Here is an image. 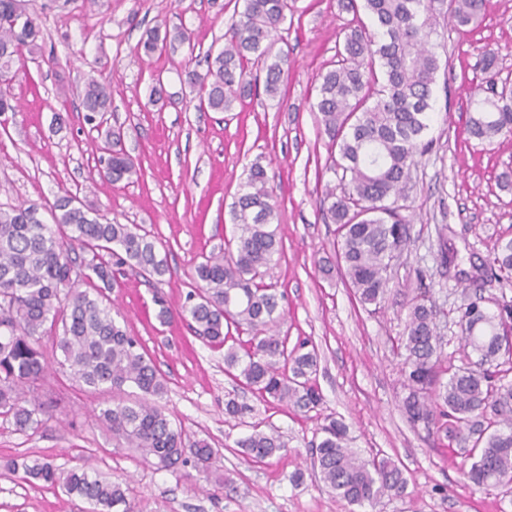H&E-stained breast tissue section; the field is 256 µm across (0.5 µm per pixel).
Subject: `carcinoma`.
I'll return each instance as SVG.
<instances>
[{
    "label": "carcinoma",
    "instance_id": "obj_1",
    "mask_svg": "<svg viewBox=\"0 0 512 512\" xmlns=\"http://www.w3.org/2000/svg\"><path fill=\"white\" fill-rule=\"evenodd\" d=\"M371 26L344 30L335 68L322 76L316 102L318 121L330 140L331 170L342 169L341 195L328 188L321 205L337 224L338 266L363 305L384 302L392 262L410 240V225L397 208L385 204L402 196L416 157L426 153L425 139L434 113L433 85L440 69L438 16L448 11L457 28L467 27L486 10V0H362ZM288 0H244L224 33V49L205 59L206 70L185 72L197 90L199 107L229 110L251 86L245 64L261 63L265 92L278 94L288 55L272 54L286 20ZM37 18L21 0H0V72L38 49ZM169 33L149 32L146 54L162 52ZM86 120L111 111L110 85L88 77L79 92ZM469 134L489 141L512 133V89L475 103L467 121ZM121 130L109 128L99 151L112 144L99 179L114 184L136 173L121 146ZM277 205L268 187L265 167L258 161L247 170L241 193L230 210L233 234L224 247L204 256L195 267L196 287L173 311L158 297V318L188 322L193 332L212 346L225 347L228 373L238 372L246 386L264 397L286 402L302 411L322 401L311 382L317 371L315 349L302 341L288 348L279 334L284 295L263 281V268L279 252L274 220ZM53 224H42L37 210L21 205L0 207V416L13 420L22 432L37 431L53 419L51 407L39 400L38 383L48 363L41 346L44 334L57 328L58 364L90 391L101 388L139 391L133 400L99 409L97 420L112 439L137 449L161 469L193 463L208 472L216 451L205 439L186 443L182 427L160 408L167 390L165 378L146 357L140 341L127 333L112 314L104 294L117 285L116 271L129 267L162 277L160 257L149 234L135 225L101 221L97 211L77 197L55 200ZM90 255L83 279L73 276L70 252ZM512 281V240L492 258ZM92 290L80 288L81 281ZM460 340L471 349L459 365L448 364L440 336L438 311L425 288L407 303L402 335L396 342L406 395L402 409L414 428L444 432L469 462L461 470L464 485L512 490V381L501 375L500 359L512 356V305L492 312L478 294L458 308ZM250 335L239 354L229 329ZM447 379H442V376ZM320 441L310 453L315 477L351 506L375 508L383 499L401 497L407 488L403 470L389 457L363 456L351 446L347 424L328 416L318 427ZM254 461L276 456L287 447L278 432L258 428L238 442ZM4 468L31 484L59 489L89 505V512H131L127 489L102 477L89 466L62 470L39 459L6 462Z\"/></svg>",
    "mask_w": 512,
    "mask_h": 512
}]
</instances>
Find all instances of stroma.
<instances>
[{
  "instance_id": "stroma-1",
  "label": "stroma",
  "mask_w": 512,
  "mask_h": 512,
  "mask_svg": "<svg viewBox=\"0 0 512 512\" xmlns=\"http://www.w3.org/2000/svg\"><path fill=\"white\" fill-rule=\"evenodd\" d=\"M42 30L51 68L29 61L10 84L17 111L0 115V206L44 207L72 193L107 220L148 231L166 253L168 271L150 281L125 271L109 298L128 332L138 337L167 381L162 405L190 439L208 440L219 453L210 473L192 467L164 470L134 449L119 446L97 421L100 407L119 391H89L56 362L51 339L42 348L49 370L39 391L54 418L38 431H16L0 418V512H87L61 492L24 482L5 470L7 460L39 458L63 468L91 463L128 489L133 512H354L309 475L308 448L324 417L341 418L362 454L382 451L403 470V497L375 512H512V494L462 483V456L441 433L412 428L401 411V360L392 343L403 331L407 301L419 286L432 288L444 351L460 361L463 347L455 309L475 290L512 303V282L469 280L496 248L512 240V134L480 141L466 131L474 100L512 86V0H489L479 24L462 29L440 23L438 41L447 64L434 86L431 149L420 158L399 213L411 241L391 273V294L372 310L355 300L334 263L335 224L320 204L340 178L329 169L328 139L314 103L321 74L331 69L341 32L355 22L342 0H288V19L275 46L287 53L281 94L269 99L262 84L231 111L198 109L184 67L190 52L220 51L224 33L243 0H24ZM185 29L194 48L175 44L145 54L147 31ZM495 56L490 70L479 60ZM112 81L108 122L123 131V149L137 175L98 186L97 133L84 120L77 95L89 69ZM161 98H154L155 82ZM267 170L278 202L282 247L265 282L283 292L280 330L289 344L306 340L319 351L314 383L322 402L314 411L265 399L224 370V351L194 336L187 323L160 325L154 296L179 308L203 256L223 246L230 209L254 160ZM457 250L455 270L440 263L438 228ZM243 405L225 412L228 400ZM278 430L288 443L279 456L253 462L239 440L253 425ZM302 482H293L297 470Z\"/></svg>"
}]
</instances>
